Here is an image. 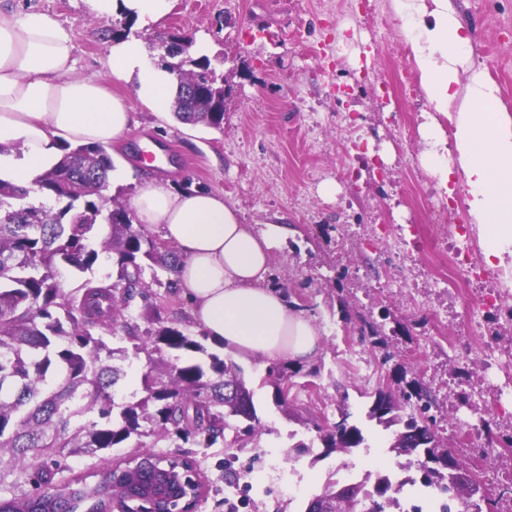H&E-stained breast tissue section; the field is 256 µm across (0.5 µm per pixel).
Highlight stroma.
<instances>
[{
    "mask_svg": "<svg viewBox=\"0 0 512 512\" xmlns=\"http://www.w3.org/2000/svg\"><path fill=\"white\" fill-rule=\"evenodd\" d=\"M71 26L79 75H105L109 46L133 38L153 58L169 39L192 56L223 60L230 93L224 129L178 121L134 103L130 133L108 152L107 193L132 208L137 185L158 177L223 195L242 219L274 240L270 282L322 335L318 356L288 366L287 419L264 378L268 360L236 356L263 425L256 439L227 431L223 443L193 448L208 491L198 512H305L340 475L390 457L415 496V457H391L392 430L370 421L381 387H421L432 398L434 430L485 493L462 512H512V289L488 267L466 207L461 174L441 187L422 162L418 127L426 97L392 0H174L161 27L145 31L120 16L89 17L81 0H15ZM484 69L512 112V0H451ZM164 154L148 165L149 140ZM333 194H323L324 185ZM468 252L479 275L455 286L441 276ZM155 314L134 305L141 329L200 326L182 294L150 289ZM377 344L363 341L365 326ZM347 417L364 445L326 452L312 425ZM306 451H297V444ZM136 441L102 457L68 458L58 478L94 482L103 463L122 464ZM299 485L284 495L283 484Z\"/></svg>",
    "mask_w": 512,
    "mask_h": 512,
    "instance_id": "1",
    "label": "stroma"
}]
</instances>
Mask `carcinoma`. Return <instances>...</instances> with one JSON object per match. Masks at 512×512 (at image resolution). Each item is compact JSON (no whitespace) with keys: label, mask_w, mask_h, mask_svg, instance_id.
I'll list each match as a JSON object with an SVG mask.
<instances>
[{"label":"carcinoma","mask_w":512,"mask_h":512,"mask_svg":"<svg viewBox=\"0 0 512 512\" xmlns=\"http://www.w3.org/2000/svg\"><path fill=\"white\" fill-rule=\"evenodd\" d=\"M163 66L176 78L172 109L184 123L223 129L224 101L229 93L224 72L208 56L193 57L188 46L170 41ZM114 165L98 146H78L36 179L37 188L0 180V491L13 493L26 484L53 482L61 462L70 456L96 455L136 438L180 441L211 448L233 428L253 437L261 433L253 397L241 368L231 358L207 351L201 340L177 326L140 330L130 310L150 298L157 270L179 263L168 244L134 227L125 207L101 200ZM68 200L57 210L48 201ZM109 233L95 248L98 226ZM116 269V281L87 278L73 291L60 288V268L86 272L100 255ZM120 325L131 348H111L103 335ZM207 357L204 363H180V353ZM145 355L142 396L116 401L114 386L125 369L115 361ZM266 379L275 402L288 410V375L271 364ZM431 404L422 388L376 393L369 417L396 432L390 450L398 456L424 457L421 485L448 494V500L471 495L468 484L448 473V448L440 444L428 417ZM89 413L97 419L87 420ZM341 413V429L322 436L329 452H348L364 442L361 429ZM51 459L53 466L30 475L28 453ZM71 489L55 512L80 506L100 509L112 481ZM359 482L326 483L316 495L320 512H386L396 504L387 496L392 482L377 473Z\"/></svg>","instance_id":"carcinoma-1"}]
</instances>
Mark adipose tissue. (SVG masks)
<instances>
[{
  "instance_id": "adipose-tissue-1",
  "label": "adipose tissue",
  "mask_w": 512,
  "mask_h": 512,
  "mask_svg": "<svg viewBox=\"0 0 512 512\" xmlns=\"http://www.w3.org/2000/svg\"><path fill=\"white\" fill-rule=\"evenodd\" d=\"M87 15L116 14L159 26L173 0H83ZM425 91L423 162L440 185L461 173L466 205L488 266L512 288V113L496 85L474 66L470 39L450 0H394ZM73 31L54 13L0 8V180L31 185L61 160L66 145L107 146L130 131L133 108L101 78L77 73ZM105 67L132 82L155 111L170 108L175 79L138 43L118 40ZM451 131H444L443 120ZM139 223L157 227L181 256L173 274L210 341L244 357L299 364L321 338L312 320L269 282L272 244L222 195L171 182L142 183L133 200Z\"/></svg>"
}]
</instances>
